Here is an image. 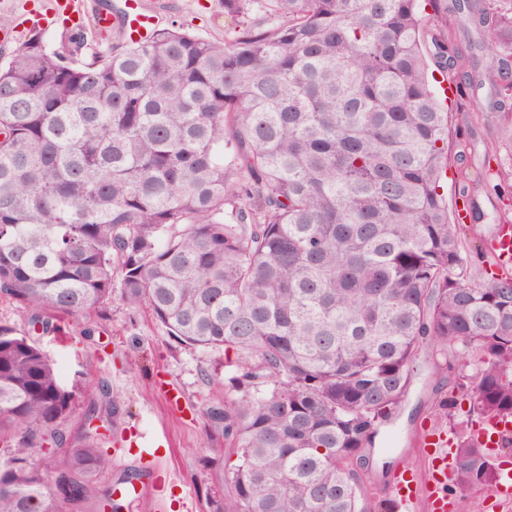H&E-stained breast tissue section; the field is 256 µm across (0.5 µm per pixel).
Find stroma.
Wrapping results in <instances>:
<instances>
[{
	"instance_id": "obj_1",
	"label": "stroma",
	"mask_w": 512,
	"mask_h": 512,
	"mask_svg": "<svg viewBox=\"0 0 512 512\" xmlns=\"http://www.w3.org/2000/svg\"><path fill=\"white\" fill-rule=\"evenodd\" d=\"M158 26L179 23L201 37L221 42L231 39L236 16L224 10V0H145ZM488 89L467 91L448 103L460 134L454 138L444 189L454 194L458 174L469 185L468 203L479 211L478 221L466 222L468 264L473 274H490L492 259L485 240L495 218L512 210V182L496 175L494 147L498 119L487 109ZM15 327L35 341L63 368V382L73 389L76 407L64 424L67 438L89 432L83 416L90 401L100 400L101 385L111 392V412L102 416L100 431L109 436L106 449L111 467L98 475V490L134 480L138 497L122 500L121 512H209L207 497L218 485L215 453L205 445L207 404L223 399L231 374L224 353L178 346L146 308L113 302L107 317L90 313L61 317L59 332L45 334L32 328L24 310L0 299V323ZM416 375L398 412L377 437L370 462L362 471L367 498L390 499L394 482L403 470L421 478L430 475L422 438L440 428L452 437L469 433L467 412L471 399L457 389L447 372L445 356L424 346L416 361ZM455 397V419L440 415L436 403Z\"/></svg>"
}]
</instances>
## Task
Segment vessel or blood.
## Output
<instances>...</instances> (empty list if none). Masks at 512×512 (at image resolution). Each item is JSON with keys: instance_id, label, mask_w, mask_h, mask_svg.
<instances>
[{"instance_id": "1", "label": "vessel or blood", "mask_w": 512, "mask_h": 512, "mask_svg": "<svg viewBox=\"0 0 512 512\" xmlns=\"http://www.w3.org/2000/svg\"><path fill=\"white\" fill-rule=\"evenodd\" d=\"M80 0H50L47 8L29 16L33 27L46 26L57 14L73 15L79 11ZM121 25L128 40L140 42L153 32L156 21L146 10L141 0H124L120 13L104 9L96 16V25L106 30L113 25ZM486 247L495 260L497 274L512 273V225L498 224L486 241ZM449 462L448 442L438 438L437 447L432 451V471L426 483H419L416 477H401L393 489V502L396 512H413L416 503H423L426 512H451L452 499L448 493Z\"/></svg>"}]
</instances>
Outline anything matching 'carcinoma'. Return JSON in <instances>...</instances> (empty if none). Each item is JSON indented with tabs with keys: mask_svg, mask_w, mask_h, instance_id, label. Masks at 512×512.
Listing matches in <instances>:
<instances>
[{
	"mask_svg": "<svg viewBox=\"0 0 512 512\" xmlns=\"http://www.w3.org/2000/svg\"><path fill=\"white\" fill-rule=\"evenodd\" d=\"M424 2L425 20L419 0H224L240 21L222 43L174 25L87 55L35 32L0 62V296L45 330L117 299L181 346L236 352L204 412L228 465L210 512H383L360 462L427 343L478 357L456 386L512 418V278L467 273L440 192L453 113L423 50L427 20L441 76L489 88L512 160V7ZM74 408L1 323L0 512L83 508L110 458L99 434L67 443ZM497 478L462 440L457 512Z\"/></svg>",
	"mask_w": 512,
	"mask_h": 512,
	"instance_id": "1",
	"label": "carcinoma"
}]
</instances>
